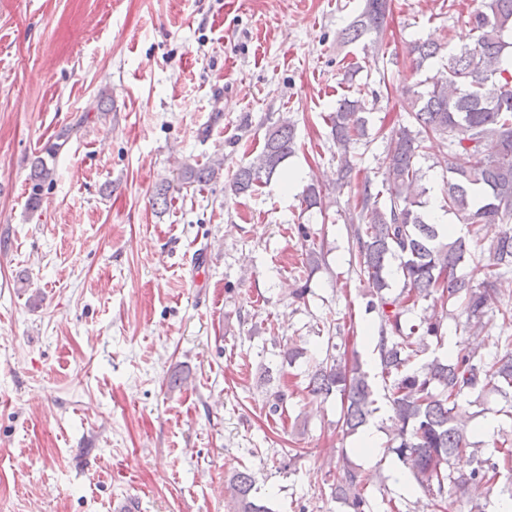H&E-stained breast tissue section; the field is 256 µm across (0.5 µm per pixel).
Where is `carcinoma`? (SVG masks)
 <instances>
[{"label":"carcinoma","mask_w":512,"mask_h":512,"mask_svg":"<svg viewBox=\"0 0 512 512\" xmlns=\"http://www.w3.org/2000/svg\"><path fill=\"white\" fill-rule=\"evenodd\" d=\"M389 0H364L359 15L342 30V41L375 42L385 28ZM467 25L477 33L474 45L462 44L441 56L440 45L416 40L409 47L411 68L421 71L434 59L445 76L429 86L417 83L406 103L408 124L393 129L387 141L381 188L365 181L358 211L349 217L360 280L371 288L378 310V360L391 405L393 442L388 452L407 469L417 494L415 504L447 508L448 498L459 512H485L487 499L502 474L512 478V433L494 441V453L476 459L468 472L450 470L453 456L471 445L468 425L459 416L460 400L487 391L512 395V336L493 353L464 350L419 359L445 340L443 322L455 311L466 316L475 332L483 331L492 313L501 325L512 323V303H503L501 282L512 273V228L488 246H478L485 224L512 222V0H480ZM328 136L340 153L336 184L352 186L355 167L349 147L368 138L367 107L361 97L345 96L325 116ZM446 148L442 163L448 177L441 189V209L463 231L444 232L433 223L427 189L418 158L426 143ZM295 150V122L280 119L269 127L262 150L240 165L228 189L248 195L268 183ZM221 163L187 165L181 179L208 183L218 178ZM52 170L41 159L31 173V199L38 202ZM304 210L323 211L322 190L309 184L303 190ZM307 260L322 258L324 242L299 226ZM399 260L403 288L387 296L388 266ZM481 281L474 282L475 275ZM432 300L441 312L420 317L409 325L405 316L421 301ZM304 392L312 399L341 397L336 429L345 437L356 434L376 412L375 391L358 361L348 363L329 353L305 374ZM366 476L344 462L330 496L352 512H372L365 496ZM255 472L245 467L230 479V512H268L253 495Z\"/></svg>","instance_id":"obj_1"}]
</instances>
